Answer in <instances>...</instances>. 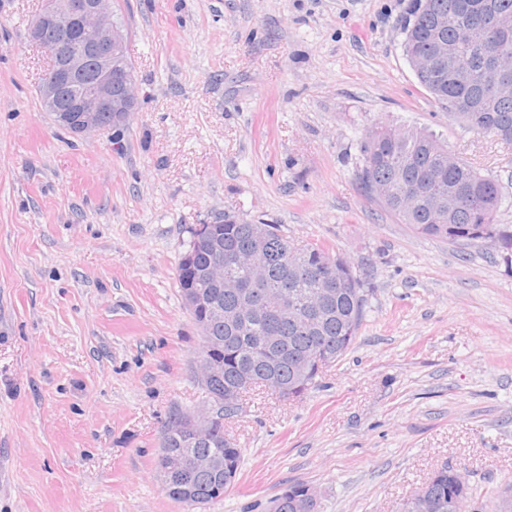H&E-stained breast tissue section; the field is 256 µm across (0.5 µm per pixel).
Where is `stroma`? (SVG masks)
<instances>
[{"label":"stroma","instance_id":"stroma-1","mask_svg":"<svg viewBox=\"0 0 512 512\" xmlns=\"http://www.w3.org/2000/svg\"><path fill=\"white\" fill-rule=\"evenodd\" d=\"M140 99L75 137L38 99L41 0H0V512H191L157 476L165 423L202 404L176 278L194 224L280 225L370 290L303 397L247 394L240 480L203 512H399L432 473L483 505L512 482V250L424 237L366 194L379 124L427 129L498 178L512 145L464 129L403 54L414 0H120ZM288 490L287 494L291 496L282 495L284 491ZM292 499V504H291ZM318 501L317 490L309 485L304 484L301 487L288 489L285 487L278 497L273 501V512H314ZM294 510V511H293Z\"/></svg>","mask_w":512,"mask_h":512}]
</instances>
